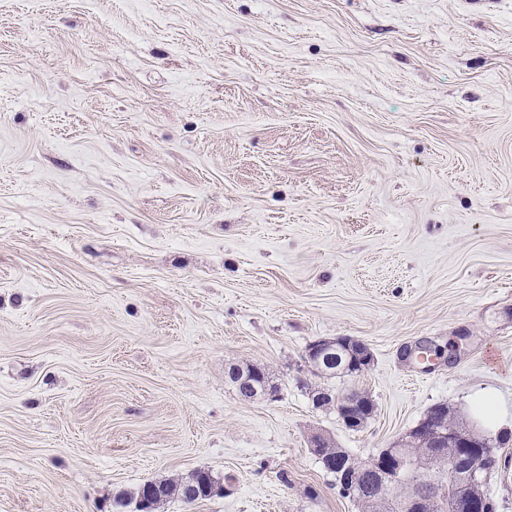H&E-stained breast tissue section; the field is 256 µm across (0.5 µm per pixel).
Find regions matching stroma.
I'll use <instances>...</instances> for the list:
<instances>
[{"label":"stroma","instance_id":"1","mask_svg":"<svg viewBox=\"0 0 512 512\" xmlns=\"http://www.w3.org/2000/svg\"><path fill=\"white\" fill-rule=\"evenodd\" d=\"M338 336L372 364L320 380ZM438 403L512 433V0H0V512L197 469L163 512H361L312 438ZM310 390L311 391H309V393H311V396H313V398L316 399L317 403L316 405H314L316 408H323L325 406H336V409L340 415V409L343 407L346 399L349 398V395H354L359 400V406L355 410L358 417L366 421L374 410V405L371 399L368 397L369 395L367 393L366 394L368 396L363 392H353L345 397L339 398V396H333L329 390L319 385L313 387L311 386ZM322 394H326V397L323 396L321 401L317 400L319 399V397L322 396Z\"/></svg>","mask_w":512,"mask_h":512}]
</instances>
